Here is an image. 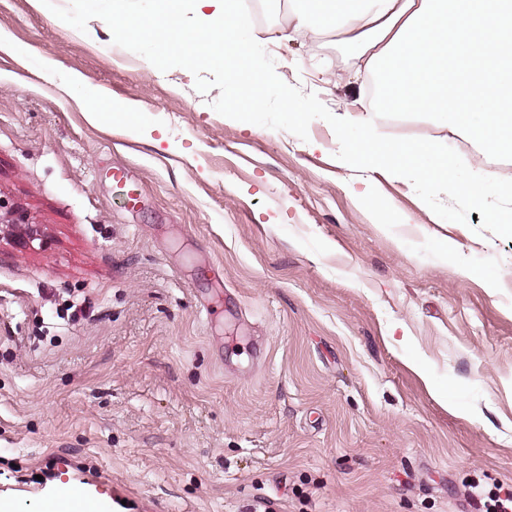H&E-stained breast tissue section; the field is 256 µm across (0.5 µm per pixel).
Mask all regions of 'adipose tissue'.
I'll use <instances>...</instances> for the list:
<instances>
[{"instance_id":"ef3b65f1","label":"adipose tissue","mask_w":512,"mask_h":512,"mask_svg":"<svg viewBox=\"0 0 512 512\" xmlns=\"http://www.w3.org/2000/svg\"><path fill=\"white\" fill-rule=\"evenodd\" d=\"M296 38L335 35L357 54L359 75L382 78L374 116L336 119L342 153L415 187L463 195L490 223L512 209L488 207L480 181L465 177L436 144L382 141L375 115L426 116L482 153L512 154V0H299Z\"/></svg>"}]
</instances>
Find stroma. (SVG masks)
I'll return each mask as SVG.
<instances>
[{"label":"stroma","mask_w":512,"mask_h":512,"mask_svg":"<svg viewBox=\"0 0 512 512\" xmlns=\"http://www.w3.org/2000/svg\"><path fill=\"white\" fill-rule=\"evenodd\" d=\"M260 5L282 81L371 110L352 49L279 39L290 0ZM113 48L100 19L0 0V504L62 482L97 512H465L470 483L512 487V234L340 159L325 120L254 131ZM127 103L139 128L95 117ZM447 146L499 205L512 157ZM112 184L132 203H136L140 196L139 178L134 171L127 167L112 169Z\"/></svg>","instance_id":"35a3bbf8"}]
</instances>
